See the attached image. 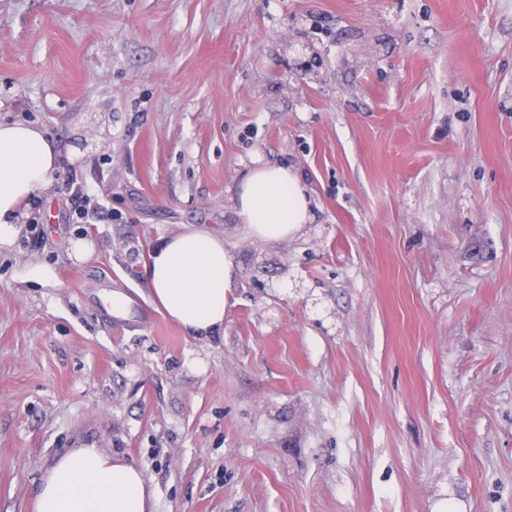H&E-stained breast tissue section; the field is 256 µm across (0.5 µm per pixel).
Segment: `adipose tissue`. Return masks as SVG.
I'll return each mask as SVG.
<instances>
[{"instance_id": "obj_1", "label": "adipose tissue", "mask_w": 512, "mask_h": 512, "mask_svg": "<svg viewBox=\"0 0 512 512\" xmlns=\"http://www.w3.org/2000/svg\"><path fill=\"white\" fill-rule=\"evenodd\" d=\"M60 151L43 130L0 122V245L19 236L20 211L57 169ZM236 211L251 234L285 239L311 219V198L285 165L249 170L236 192ZM152 296L195 338L224 326L234 264L224 239L211 231L167 238L146 269ZM154 494L142 470L89 444L56 458L43 472L34 512H153Z\"/></svg>"}]
</instances>
